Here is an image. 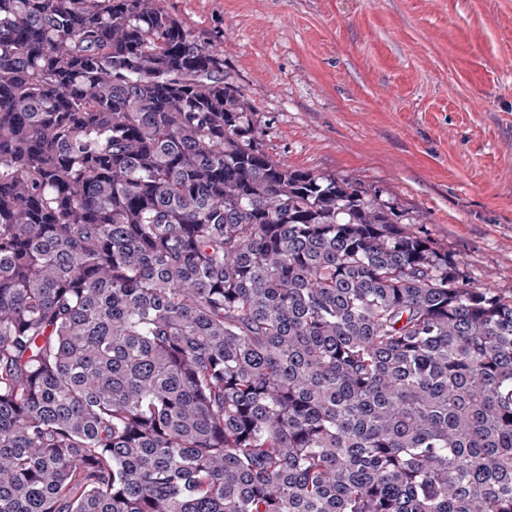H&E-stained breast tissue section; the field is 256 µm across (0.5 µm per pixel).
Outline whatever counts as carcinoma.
<instances>
[{
  "label": "carcinoma",
  "mask_w": 512,
  "mask_h": 512,
  "mask_svg": "<svg viewBox=\"0 0 512 512\" xmlns=\"http://www.w3.org/2000/svg\"><path fill=\"white\" fill-rule=\"evenodd\" d=\"M0 512H512V293L160 0H0Z\"/></svg>",
  "instance_id": "1"
}]
</instances>
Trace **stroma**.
Returning <instances> with one entry per match:
<instances>
[{
	"label": "stroma",
	"mask_w": 512,
	"mask_h": 512,
	"mask_svg": "<svg viewBox=\"0 0 512 512\" xmlns=\"http://www.w3.org/2000/svg\"><path fill=\"white\" fill-rule=\"evenodd\" d=\"M264 150L353 182L512 292V0H161Z\"/></svg>",
	"instance_id": "1"
}]
</instances>
